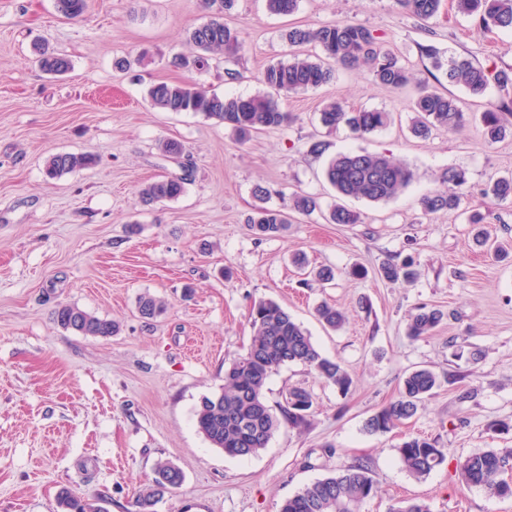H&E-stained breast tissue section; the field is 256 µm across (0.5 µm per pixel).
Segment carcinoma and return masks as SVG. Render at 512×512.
I'll return each instance as SVG.
<instances>
[{"mask_svg":"<svg viewBox=\"0 0 512 512\" xmlns=\"http://www.w3.org/2000/svg\"><path fill=\"white\" fill-rule=\"evenodd\" d=\"M235 0H204L205 7L215 9L208 22L188 34L198 53L192 57L177 56L173 64L178 68L204 70L210 55L224 58V75L229 81L238 78L233 69L240 59L244 44L238 27L224 22ZM396 4L417 18L427 20L440 9L441 0H396ZM457 11L471 17L486 30H512V0H455ZM58 11L67 18L81 16L86 0H56ZM267 10L276 15H291L298 0H266ZM288 43L299 49L313 47L320 54L296 53L286 62L268 65L262 73V82L268 88L264 94L251 96L219 95L195 83L159 82L149 90L151 105L164 112L201 113L231 129L241 140L251 134L277 129L291 121L279 101L280 93L299 92L319 88L331 82L337 69H366L372 79L383 86L400 88L413 81L412 73L398 63L396 57L382 49L379 38L368 27L351 21H336L317 27L294 26L286 33ZM431 67L445 74L448 84L465 89L472 99L484 97L491 85H496L503 96L480 114L484 135L496 142L509 133L507 118L512 116V68L498 69L483 66L461 55L443 58L433 45L421 47ZM35 62L44 73L62 76L72 64L63 53L44 44L34 46ZM423 89L414 101L415 117L411 133L428 139L439 128L455 130L467 120L462 101L447 92ZM320 123L336 130L345 125L359 136L382 130L391 123L390 113L377 109L345 108L338 100L325 102L319 112ZM92 154L58 153L50 159L46 173L61 176L93 164ZM326 178L340 198H361L371 202H387L403 192L412 181V172L386 154L366 151L343 153L332 159L325 172ZM189 172L168 177L146 185L140 190L143 205L150 206L163 200L179 197L189 180ZM485 196L512 202V176L490 179L481 190ZM461 196L457 193L434 192L421 199L426 213L451 212L459 209ZM320 208L316 197L298 195L294 209L310 215ZM357 213L343 205L329 213L332 224H355ZM256 234L276 237L288 229V216L265 207L256 209L248 219ZM381 275L391 281L400 278L412 280L416 276L413 260L388 262ZM138 311L153 318L164 311V303L150 294L138 299ZM319 320L333 330L344 322L343 313L327 303L316 310ZM443 319L439 309L421 308L410 316L407 330L413 337L433 332ZM55 320L66 330L84 336L108 337L118 326L77 306L64 305L55 311ZM253 336L246 352L233 359L224 369V386L219 391L203 396L195 410L197 430L209 443L230 457L256 456L263 451L280 426V420L268 405L265 386L269 375L286 364H301L318 377L335 386L341 393L348 392L352 379L338 361L324 356L306 329L294 317L273 301H261L250 313ZM439 386L438 375L430 369H418L407 374L398 394L365 424L371 433L388 432L414 417L419 405ZM287 406L282 417L293 427L307 422L313 406L312 395L304 388H292L286 396ZM400 463L417 480L428 476L445 460V449L437 442L423 437H411L398 447ZM512 462V448H488L467 457L459 469L461 483L482 488L489 495L500 496L496 475L501 464ZM183 482L181 470L169 461L160 460L154 467L152 483L145 487L137 500L143 512H150L164 493L179 488ZM377 492L371 469L363 463L345 465L335 473L317 479L284 500L280 512H362L365 501ZM62 512H104L95 499L66 496L60 499Z\"/></svg>","mask_w":512,"mask_h":512,"instance_id":"carcinoma-1","label":"carcinoma"}]
</instances>
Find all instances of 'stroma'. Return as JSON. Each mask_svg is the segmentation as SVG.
I'll return each mask as SVG.
<instances>
[{"instance_id":"35a3bbf8","label":"stroma","mask_w":512,"mask_h":512,"mask_svg":"<svg viewBox=\"0 0 512 512\" xmlns=\"http://www.w3.org/2000/svg\"><path fill=\"white\" fill-rule=\"evenodd\" d=\"M211 17L202 0H87L82 17L57 12L55 0H0V512H58L61 490L102 499L106 512H137L157 461L184 475L155 512H279L305 485L355 462L369 464L378 488L365 512H388L398 501L426 502L431 512H512V499L464 487L457 466L488 448H512V253L498 259L470 247L468 217L480 211L491 239L512 249V203L482 196L489 178L512 173V136L489 142L479 121L430 139L408 131L416 83L395 89L363 70L342 71L329 84L281 99L291 124L239 142L215 120L164 112L149 102L157 83L190 82L219 94L264 92L260 77L288 60L289 27L349 20L379 35L384 49L429 87L465 98L469 112L498 101L466 99L461 88L432 78L420 48L466 55L512 68V32L481 29L442 0L423 22L395 0H300L278 16L265 0H235L225 22L238 26L245 49L240 76L224 79V62L186 71L173 57L189 53V31ZM70 58L62 77L32 62L40 42ZM129 62L116 70L115 59ZM390 112L391 125L358 138L322 128L324 102ZM179 141L181 158L159 143ZM326 145L309 153L312 141ZM384 153L414 180L380 203L338 199L324 172L340 152ZM89 153L95 165L49 178L48 159ZM465 170L455 187L445 173ZM190 171L175 200L143 206L147 183ZM268 190L265 199L256 186ZM458 190L459 211L424 213L421 197ZM318 197L320 211L293 212L295 195ZM357 211V224H330L336 204ZM288 213L282 237L248 227L255 207ZM140 231L128 235L127 225ZM310 266L337 271L334 282L303 284L294 253ZM412 257L415 281L390 282L378 270ZM364 268L353 276V268ZM163 299L164 315L142 318L143 294ZM280 304L310 333L321 353L352 378L348 393L299 364L267 381L271 408L288 388L314 395L306 426L281 424L259 455L236 459L212 447L195 426L202 396L218 391L224 368L252 336L254 304ZM340 309L339 330L315 314L321 302ZM75 305L119 323L102 338L63 330L61 305ZM444 313L431 335L409 337L406 323L420 307ZM479 349L471 361L468 350ZM429 368L440 385L403 425L367 431V419L395 397L403 377ZM437 441L446 458L426 478L402 468L407 438ZM333 454H326L325 446Z\"/></svg>"}]
</instances>
